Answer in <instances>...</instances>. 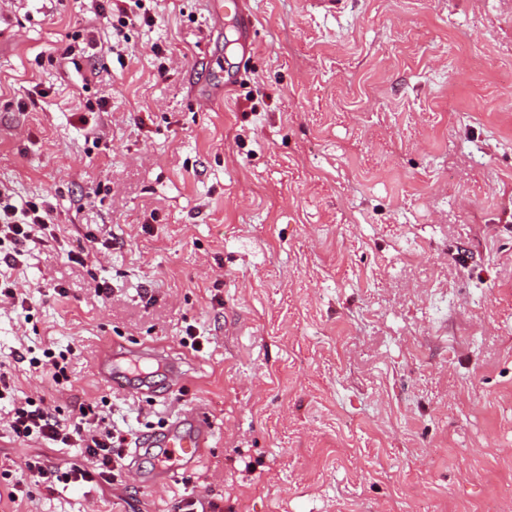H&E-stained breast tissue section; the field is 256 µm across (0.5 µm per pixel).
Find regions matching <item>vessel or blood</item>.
Returning a JSON list of instances; mask_svg holds the SVG:
<instances>
[{"label":"vessel or blood","instance_id":"1","mask_svg":"<svg viewBox=\"0 0 512 512\" xmlns=\"http://www.w3.org/2000/svg\"><path fill=\"white\" fill-rule=\"evenodd\" d=\"M213 19L234 15L241 28L242 50H249L248 37L255 28V17L246 0H208ZM169 367L170 362L156 352L114 344L96 365L97 374L108 381L114 390L145 393V383L153 366ZM214 435L212 420L204 412L190 410L181 413L152 437L150 447L155 448L159 464L147 480V487L171 481L178 471L192 468L201 458Z\"/></svg>","mask_w":512,"mask_h":512}]
</instances>
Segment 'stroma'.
<instances>
[{
    "label": "stroma",
    "instance_id": "obj_1",
    "mask_svg": "<svg viewBox=\"0 0 512 512\" xmlns=\"http://www.w3.org/2000/svg\"><path fill=\"white\" fill-rule=\"evenodd\" d=\"M146 6L117 54L89 0H0V183L61 241L13 271L27 302L0 301V361L61 417L94 403L142 438L196 408L215 434L155 489L145 448L138 477L13 502L27 460L84 458L13 440L2 400L0 512H172L187 492L215 512H512V0H250L251 56L212 105L235 19ZM91 27L93 56L51 55ZM114 341L184 384L113 391L94 366ZM27 347L71 349L68 383Z\"/></svg>",
    "mask_w": 512,
    "mask_h": 512
}]
</instances>
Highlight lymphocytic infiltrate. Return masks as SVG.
Returning <instances> with one entry per match:
<instances>
[{
  "label": "lymphocytic infiltrate",
  "mask_w": 512,
  "mask_h": 512,
  "mask_svg": "<svg viewBox=\"0 0 512 512\" xmlns=\"http://www.w3.org/2000/svg\"><path fill=\"white\" fill-rule=\"evenodd\" d=\"M51 217L42 202L19 199L7 187H0V266L14 268L22 263L27 243H39L52 233ZM14 380L5 365H0V400L12 401L8 427L12 437L19 441L42 438L80 449L84 465H72L68 471L31 460L27 470L46 488L59 483L110 481L121 467L125 448L131 443L129 432L106 427L97 405L79 406L73 420L59 418L45 406L44 399L28 397L16 400Z\"/></svg>",
  "instance_id": "f902f5d3"
}]
</instances>
